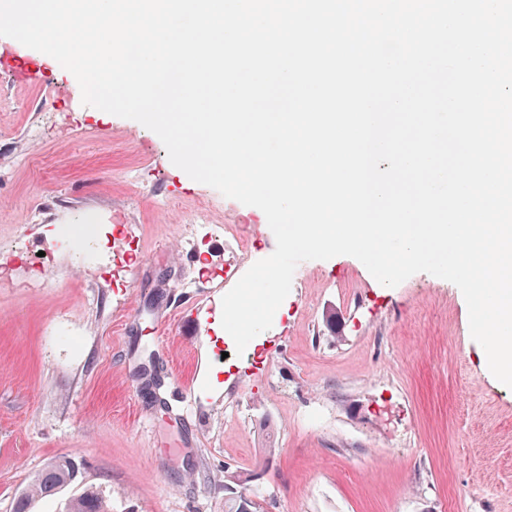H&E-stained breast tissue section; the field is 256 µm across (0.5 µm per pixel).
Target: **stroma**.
Here are the masks:
<instances>
[{
    "label": "stroma",
    "mask_w": 512,
    "mask_h": 512,
    "mask_svg": "<svg viewBox=\"0 0 512 512\" xmlns=\"http://www.w3.org/2000/svg\"><path fill=\"white\" fill-rule=\"evenodd\" d=\"M17 52L45 71L0 70V512L70 453L77 479L32 512L89 489L109 512H224L229 472L260 512H512V388L456 285L304 261L237 353L222 271L274 252L265 214L192 180L141 123L83 104L54 58ZM89 222L97 238L62 242ZM36 255L42 270L22 264Z\"/></svg>",
    "instance_id": "stroma-1"
}]
</instances>
